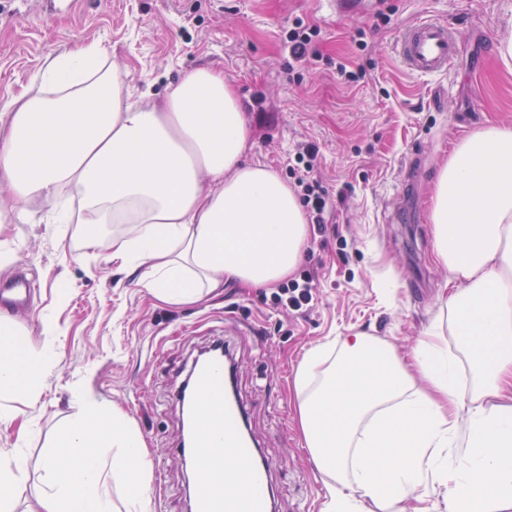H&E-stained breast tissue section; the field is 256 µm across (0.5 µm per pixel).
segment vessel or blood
<instances>
[{
    "instance_id": "obj_1",
    "label": "vessel or blood",
    "mask_w": 512,
    "mask_h": 512,
    "mask_svg": "<svg viewBox=\"0 0 512 512\" xmlns=\"http://www.w3.org/2000/svg\"><path fill=\"white\" fill-rule=\"evenodd\" d=\"M395 50L405 67L416 74L444 75L453 66L460 51V34L454 24L439 18H423L405 26L399 33ZM0 299L12 309H28L30 291L24 279L17 278L0 286ZM192 375L193 427L204 430L202 441L194 443L192 457H206L209 472L193 486V512H270L272 499L269 471L252 466L249 478L252 493L238 502H230L222 477L235 471L241 460L252 461L256 450L241 432L244 412L224 397V360L217 357L194 366Z\"/></svg>"
}]
</instances>
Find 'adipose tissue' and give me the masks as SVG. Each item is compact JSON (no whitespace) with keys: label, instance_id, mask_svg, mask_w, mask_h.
Wrapping results in <instances>:
<instances>
[{"label":"adipose tissue","instance_id":"obj_1","mask_svg":"<svg viewBox=\"0 0 512 512\" xmlns=\"http://www.w3.org/2000/svg\"><path fill=\"white\" fill-rule=\"evenodd\" d=\"M92 44L48 60L43 79L6 106L0 224L34 201L76 223L84 246L169 304L236 283L292 274L310 239L293 190L246 161L252 131L223 73L186 72L161 103L130 102ZM118 225L105 237L103 225ZM430 233L448 294L402 355L362 332L309 350L296 376L298 419L313 460L335 475L327 512L366 501L413 512H512V127L461 139L438 167ZM0 339V392H33L54 348ZM76 413L45 459L40 512H113L110 485L142 502L145 443L116 409L74 392Z\"/></svg>","mask_w":512,"mask_h":512}]
</instances>
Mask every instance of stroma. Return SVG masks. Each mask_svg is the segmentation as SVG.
<instances>
[{"mask_svg": "<svg viewBox=\"0 0 512 512\" xmlns=\"http://www.w3.org/2000/svg\"><path fill=\"white\" fill-rule=\"evenodd\" d=\"M387 7L388 21L377 19ZM434 16L461 31L453 70L408 71L395 53L398 30ZM320 35L291 61L296 23ZM368 44L358 50L357 30ZM512 34V0H0V106L40 76L48 59L91 44L105 50L132 101L160 102L189 70L223 73L252 127L247 160L280 177L309 142L333 208L326 233L311 230L298 265L316 290L305 312L273 306L272 288L226 285L198 303L159 302L107 247L87 248L74 224L31 202L0 230V282L26 272L28 350L53 345L58 362L40 391L0 393V459L20 456L26 477L13 512H36L45 489L50 435L73 414L80 390L120 408L160 460L144 512H190L177 390L198 351L223 342L236 363L248 425L272 469L274 512H323L328 479L312 460L298 421L293 381L306 352L362 331L399 352L417 346L447 290L436 264L429 195L441 160L467 133L512 126V66L495 52ZM366 76L344 83L337 62Z\"/></svg>", "mask_w": 512, "mask_h": 512, "instance_id": "35a3bbf8", "label": "stroma"}]
</instances>
